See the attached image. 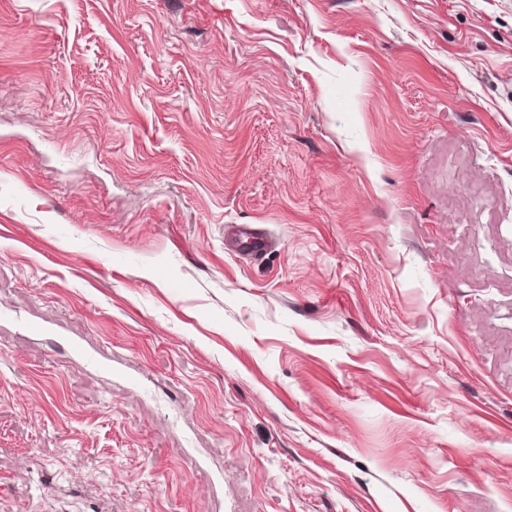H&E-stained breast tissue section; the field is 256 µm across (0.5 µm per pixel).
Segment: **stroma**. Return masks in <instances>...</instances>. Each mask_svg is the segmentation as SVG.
Returning <instances> with one entry per match:
<instances>
[{"instance_id": "35a3bbf8", "label": "stroma", "mask_w": 512, "mask_h": 512, "mask_svg": "<svg viewBox=\"0 0 512 512\" xmlns=\"http://www.w3.org/2000/svg\"><path fill=\"white\" fill-rule=\"evenodd\" d=\"M0 512H512V0H0ZM236 236L241 246L252 253L265 254L269 249V241L266 236L252 225H239Z\"/></svg>"}]
</instances>
